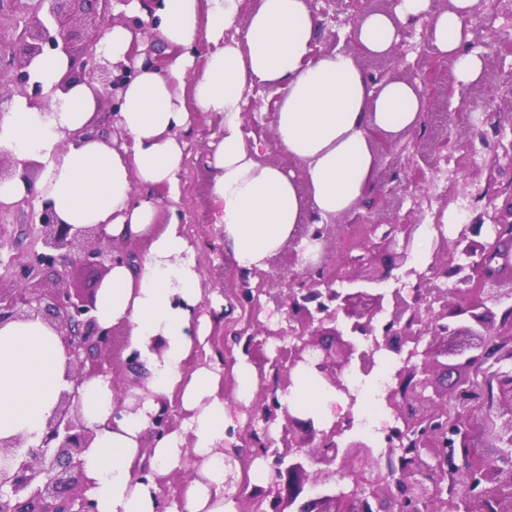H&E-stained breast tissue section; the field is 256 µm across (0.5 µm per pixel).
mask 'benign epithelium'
<instances>
[{
  "label": "benign epithelium",
  "instance_id": "7a95c632",
  "mask_svg": "<svg viewBox=\"0 0 512 512\" xmlns=\"http://www.w3.org/2000/svg\"><path fill=\"white\" fill-rule=\"evenodd\" d=\"M34 6L14 42L0 44V55L10 54L12 88L0 90V103L15 94L43 106L49 95L41 84L30 82L28 66L47 52L64 54L69 66L58 87L85 83L99 95L108 110L107 123L97 131L112 135V118L119 110V92L134 75L131 61L144 54L146 62L159 66L162 53L154 39L143 50L133 48L130 64L114 63L100 52V42L116 23L114 6L126 0H33ZM22 171H17V168ZM39 165L0 156V181L16 174L34 181ZM482 225L463 224L453 241L440 238L439 248L449 245L459 263L450 266L432 258L428 271L434 278L454 277V287L426 288L427 277L418 276L415 303L409 305L400 289L390 294L370 288L318 289L319 281L306 288L289 289L291 316L300 321L297 344L288 349V370L312 367L329 386L347 392L345 369L357 362L370 369L381 348L404 354L403 367L393 377L384 400L402 430L415 435L413 447L396 442L385 449L386 465L374 454L370 440L346 435L351 413L326 430H317L311 419L284 412L281 443L275 448L269 427L282 408L274 390L259 393L260 414L238 433L245 448H255L271 459L280 483L265 491L272 512H281L283 501L294 503L304 492V460L324 465L313 474L318 485L297 512H512V285L502 287L501 270L512 261L500 254L512 246V203L494 213L486 234ZM408 226L392 225L382 233L387 244L405 232L400 255L406 261L410 243ZM40 249L19 264L15 285L0 286V326L15 320L41 319L61 338L67 357L66 378L71 388L61 392L36 446H25L20 436L0 437V512H96L90 490L94 481L82 468V455L91 447L95 429L78 409L79 388L88 381L107 378L116 383L112 363V328L99 324L96 296L68 287L70 265L77 260L112 268V236L105 225L76 227L62 223L52 207L43 205L33 225ZM55 270L53 288H39L33 280L43 267ZM451 293L466 295L462 303L448 299ZM314 309H309L310 304ZM502 309L494 321L491 307ZM459 317L465 325L448 330L443 319ZM334 321L336 347L318 343L316 322ZM454 342L444 348L439 338ZM496 366V393L476 385L479 369ZM455 380L449 391L456 396V419L447 433L433 428L448 417V399L438 390L434 371ZM151 416L150 434L158 438L170 429V411L159 400ZM488 407L499 420L497 438L503 447L487 457L473 443L471 417ZM152 449H141L131 467L133 480L162 486L152 467ZM203 459L193 452L183 457L175 471L182 484L196 476Z\"/></svg>",
  "mask_w": 512,
  "mask_h": 512
}]
</instances>
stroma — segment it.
Segmentation results:
<instances>
[{
    "instance_id": "obj_1",
    "label": "stroma",
    "mask_w": 512,
    "mask_h": 512,
    "mask_svg": "<svg viewBox=\"0 0 512 512\" xmlns=\"http://www.w3.org/2000/svg\"><path fill=\"white\" fill-rule=\"evenodd\" d=\"M336 0H317L315 13L319 33L314 49L334 47L352 49L353 23L346 14L337 12ZM428 17L408 22L394 54L400 63L394 77L417 83L416 62L428 38ZM471 38L467 50L478 52L485 61L481 76L471 86L457 83L454 72L439 74L440 83L452 85L453 94L438 93L424 97L423 112L417 127L400 136L396 152H387L374 144L379 180L377 190L360 207L336 217L326 226L322 251L313 261H306L300 239H293L279 254L259 270L244 272L229 259L219 228L212 222L211 171L206 163L217 142L221 119L214 114L194 113L187 140V158L179 176V195L169 198L165 188L154 190L161 211L176 209L183 217L182 229L193 246L201 271L200 291L205 314H215L211 296H219L222 314L213 323L210 337L224 347L227 368L221 389L232 408V433L224 445L232 449L235 478L239 485L255 493L267 489L272 481L269 462L256 455L254 449L241 447L236 436L246 426L255 400L237 395L232 372L234 364L248 365L257 375L261 387L285 395L287 374H274L270 362L277 350L294 345L299 326L289 313L290 285L305 281L306 268L327 267L349 277L368 264L387 275L384 288L400 289L405 300L414 297L415 278L405 276L394 267L391 253L373 234V225L413 224L408 266L425 271L437 250L440 237L455 238L458 227L443 224L444 215L456 214L470 224L488 222L496 208L512 198V124L503 114L508 102L506 93L512 86V12L498 0H480L468 20ZM252 106L244 116V130L265 142H272L274 116L278 97L273 88L257 87L251 93ZM35 201L0 204V276L8 275L11 266L24 258L33 247L32 214ZM428 232H420V225ZM443 225V234H436V225ZM249 284L255 291L253 304L239 297L240 284ZM267 329L268 334L252 344L234 341L233 331L243 328L246 320Z\"/></svg>"
}]
</instances>
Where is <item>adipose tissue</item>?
<instances>
[{
    "label": "adipose tissue",
    "instance_id": "obj_1",
    "mask_svg": "<svg viewBox=\"0 0 512 512\" xmlns=\"http://www.w3.org/2000/svg\"><path fill=\"white\" fill-rule=\"evenodd\" d=\"M451 2L450 9L435 11L431 0H399L394 12L359 17L354 41L366 53L389 54L403 25L426 15L429 40L453 59L458 82L475 81L484 59L464 48L465 20L479 0ZM240 6L241 0H159L149 10L129 0L126 13L150 24L166 59L157 68L136 58V72L119 94L120 141L92 132L100 103L87 84L59 88L68 69L60 53L41 55L28 67L31 81L48 93V107L17 94L9 112L0 114V155L42 167L35 183L18 176L0 182V203L32 197L49 203L63 223L103 224L115 239L150 241L140 259L113 263L97 292L99 323L127 327L151 390L141 408L117 421L108 380L80 390L79 407L96 428L82 466L95 482L97 512H157L154 492L133 480L131 467L162 397L179 398L185 427L156 441L152 466L171 473L181 468L184 454L203 459L182 506L167 512H238L236 499L225 493L232 477L223 451L231 416L219 393L220 369H182L207 334L206 318L196 311L201 273L177 212L160 221L159 202L148 195L158 187L177 191L192 112L222 118L207 161L212 218L236 266L251 271L279 253L299 224H325L357 208L379 178L373 132L413 129L423 111L410 83H370L355 51H315L319 20L309 0H257L245 17ZM232 29L241 30V38L229 37ZM201 44L206 52L199 57L194 49ZM258 85L279 94L269 144L247 139L243 130L247 94ZM274 148L302 162V174L269 160ZM65 364L58 333L41 320L0 326V437L39 443L59 393L69 386ZM284 400L336 418V395L320 380L297 376Z\"/></svg>",
    "mask_w": 512,
    "mask_h": 512
}]
</instances>
